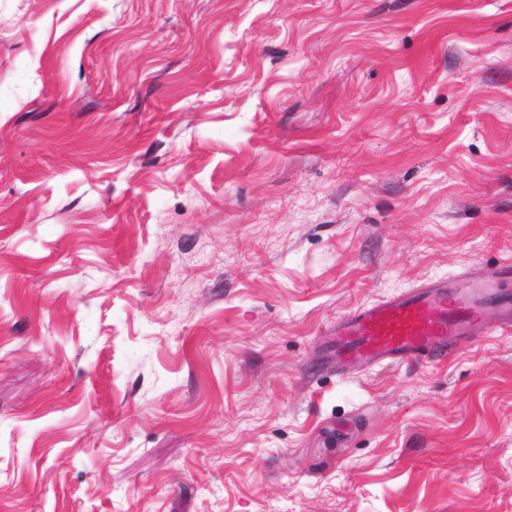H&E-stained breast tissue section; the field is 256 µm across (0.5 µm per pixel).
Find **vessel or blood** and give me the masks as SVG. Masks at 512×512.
<instances>
[{
	"label": "vessel or blood",
	"instance_id": "1",
	"mask_svg": "<svg viewBox=\"0 0 512 512\" xmlns=\"http://www.w3.org/2000/svg\"><path fill=\"white\" fill-rule=\"evenodd\" d=\"M512 261L492 277L451 278L357 308L328 331L327 344L340 364L423 363L447 355L459 339L486 335L483 315L497 312L498 327H512Z\"/></svg>",
	"mask_w": 512,
	"mask_h": 512
}]
</instances>
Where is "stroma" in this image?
Returning a JSON list of instances; mask_svg holds the SVG:
<instances>
[{"label": "stroma", "instance_id": "obj_1", "mask_svg": "<svg viewBox=\"0 0 512 512\" xmlns=\"http://www.w3.org/2000/svg\"><path fill=\"white\" fill-rule=\"evenodd\" d=\"M508 260L512 0H0V512H512ZM512 261L490 278H448L357 308L336 321L327 344L338 364L424 363L446 356L456 340L488 336L484 311L493 307L495 327H512Z\"/></svg>", "mask_w": 512, "mask_h": 512}]
</instances>
